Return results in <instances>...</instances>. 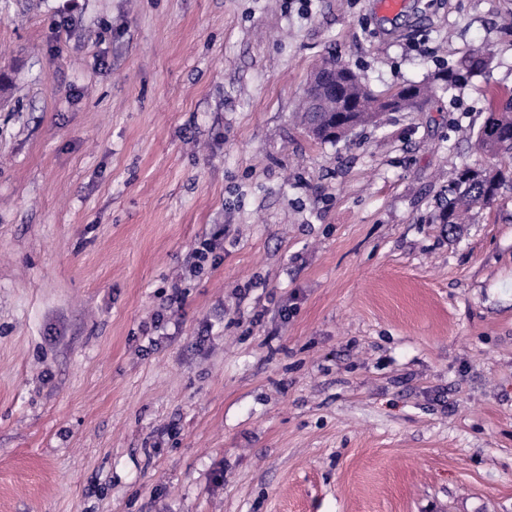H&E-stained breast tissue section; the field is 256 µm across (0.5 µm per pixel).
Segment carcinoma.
<instances>
[{"mask_svg": "<svg viewBox=\"0 0 512 512\" xmlns=\"http://www.w3.org/2000/svg\"><path fill=\"white\" fill-rule=\"evenodd\" d=\"M487 65L486 53L476 49L464 57L456 68L442 70L445 77L444 85L451 88L465 81L474 71H485ZM327 81L338 85L343 83L356 93L362 91L364 98L358 112L349 111L348 102L338 99L334 113L316 110L308 100H303L300 119L305 126L314 128L316 140L338 142L342 139L345 126L349 124L361 127L375 126L381 122L385 114L392 111L393 104L381 101L377 94L363 82L360 74L349 65L336 63V69L327 74ZM435 85H437L435 79L424 83L403 85L400 87L398 96L417 99L418 110L421 111L431 104ZM476 144L482 153L493 159L512 158V96L498 101L489 118L479 129ZM505 182V171L502 169L494 175H489L481 167H463L449 189L448 203L440 214L441 222L444 224L466 223L477 205L490 204L496 199Z\"/></svg>", "mask_w": 512, "mask_h": 512, "instance_id": "carcinoma-1", "label": "carcinoma"}]
</instances>
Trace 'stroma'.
<instances>
[{"label":"stroma","instance_id":"35a3bbf8","mask_svg":"<svg viewBox=\"0 0 512 512\" xmlns=\"http://www.w3.org/2000/svg\"><path fill=\"white\" fill-rule=\"evenodd\" d=\"M511 14L0 0V512H512V186L436 219ZM477 48L425 111L295 117L325 61L382 94ZM488 57L486 53L480 49L474 50L470 55L464 57L455 69H443L440 73H444V88H451L465 81L474 71L483 72L488 65Z\"/></svg>","mask_w":512,"mask_h":512}]
</instances>
